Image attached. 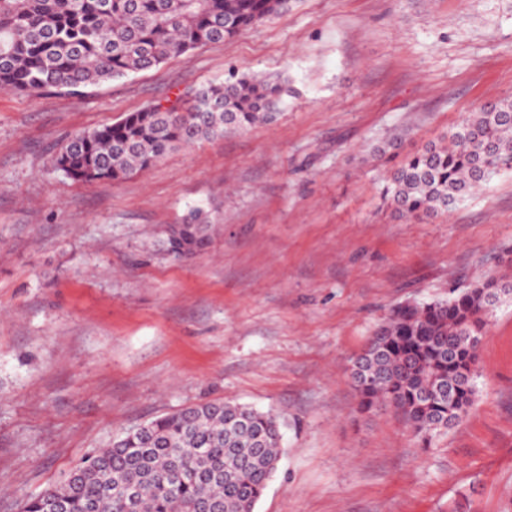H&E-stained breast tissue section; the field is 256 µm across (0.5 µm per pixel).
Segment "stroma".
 Returning <instances> with one entry per match:
<instances>
[{
	"label": "stroma",
	"instance_id": "obj_1",
	"mask_svg": "<svg viewBox=\"0 0 512 512\" xmlns=\"http://www.w3.org/2000/svg\"><path fill=\"white\" fill-rule=\"evenodd\" d=\"M287 73L278 122L83 185L72 134L230 71ZM512 98V0H294L218 46L82 96L0 92V512L123 431L210 399L274 410L285 453L255 512H512V301L469 415L420 447L362 415L350 358L387 310L463 288L512 246V172L448 214L380 195L404 156ZM193 208L219 228L174 260Z\"/></svg>",
	"mask_w": 512,
	"mask_h": 512
}]
</instances>
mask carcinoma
Listing matches in <instances>:
<instances>
[{
    "label": "carcinoma",
    "mask_w": 512,
    "mask_h": 512,
    "mask_svg": "<svg viewBox=\"0 0 512 512\" xmlns=\"http://www.w3.org/2000/svg\"><path fill=\"white\" fill-rule=\"evenodd\" d=\"M291 0H0V91L36 97L78 94L155 68L268 21ZM288 80L231 75L118 121L79 132L53 163L84 184L119 181L170 151L274 123ZM502 172H512V99L484 105L439 143L403 157L382 195L409 217L446 213ZM200 209L168 231L171 254L211 241ZM512 300V250L497 269L446 299L389 310L351 360L358 411L391 408L427 443L476 400L480 339L494 308ZM281 417L271 410L206 400L158 416L76 464L63 480L26 499L22 512H255L277 470Z\"/></svg>",
    "instance_id": "cac0c4a2"
}]
</instances>
